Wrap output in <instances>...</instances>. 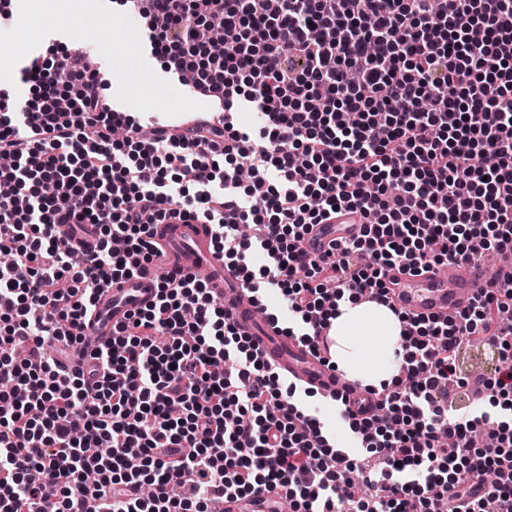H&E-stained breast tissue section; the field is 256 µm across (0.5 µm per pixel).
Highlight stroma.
I'll list each match as a JSON object with an SVG mask.
<instances>
[{
  "label": "stroma",
  "instance_id": "1",
  "mask_svg": "<svg viewBox=\"0 0 512 512\" xmlns=\"http://www.w3.org/2000/svg\"><path fill=\"white\" fill-rule=\"evenodd\" d=\"M13 16L0 24V90L24 101L31 86L23 69L46 55L51 40L105 60L109 96L141 122L165 111H193L159 64L141 50V24L131 14L112 10L103 0H13Z\"/></svg>",
  "mask_w": 512,
  "mask_h": 512
}]
</instances>
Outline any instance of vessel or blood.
Returning <instances> with one entry per match:
<instances>
[{"mask_svg": "<svg viewBox=\"0 0 512 512\" xmlns=\"http://www.w3.org/2000/svg\"><path fill=\"white\" fill-rule=\"evenodd\" d=\"M361 222L360 214L340 210L330 223L314 226L303 246L313 255H323L333 249L337 238L358 236ZM157 238L164 247L157 266L184 275L204 274L238 330L249 336L262 357L280 372L313 388L325 401L345 398L352 412L373 404V395L344 386L340 374L330 367L333 338H322L318 349L311 350L283 335L274 323L258 321L245 283L225 268L222 258L212 249L206 225L188 218L172 219L158 225ZM488 281L485 267L474 262L452 263L428 272L395 267L385 276L384 303L411 317H453L470 304ZM154 294L155 281L149 273L103 290L87 328L88 335L101 343L111 342L116 328L133 311L149 304Z\"/></svg>", "mask_w": 512, "mask_h": 512, "instance_id": "b4317fda", "label": "vessel or blood"}]
</instances>
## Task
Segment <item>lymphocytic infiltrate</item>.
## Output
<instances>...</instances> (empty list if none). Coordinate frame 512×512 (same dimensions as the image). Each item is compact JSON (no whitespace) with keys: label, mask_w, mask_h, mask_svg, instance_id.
<instances>
[{"label":"lymphocytic infiltrate","mask_w":512,"mask_h":512,"mask_svg":"<svg viewBox=\"0 0 512 512\" xmlns=\"http://www.w3.org/2000/svg\"><path fill=\"white\" fill-rule=\"evenodd\" d=\"M139 2L161 69L221 89L207 121L143 136L77 51L32 60L22 107L0 92V250L13 255L0 266V512L104 498L113 512H213L253 497L276 512L281 493L292 512H485L512 498V365L483 383L506 415L448 411L462 343L512 354V277L453 319L399 314L392 390L376 412L344 414L373 459L366 498L339 495L351 461L199 277L158 278L87 372L43 352L84 341L99 286L148 269L170 216L209 224L225 267L278 290L296 321L285 335L312 349L343 296L382 297L397 264L512 251V0ZM203 27L223 30L222 52L197 41ZM241 101L267 117L257 136L222 120ZM344 206L360 234L310 256L309 226ZM64 224L97 225L98 239L63 237Z\"/></svg>","instance_id":"obj_1"}]
</instances>
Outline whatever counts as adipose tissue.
<instances>
[{
  "mask_svg": "<svg viewBox=\"0 0 512 512\" xmlns=\"http://www.w3.org/2000/svg\"><path fill=\"white\" fill-rule=\"evenodd\" d=\"M331 324L332 360L338 370L365 387L390 386L402 362L396 315L376 303L345 299Z\"/></svg>",
  "mask_w": 512,
  "mask_h": 512,
  "instance_id": "ef3b65f1",
  "label": "adipose tissue"
}]
</instances>
